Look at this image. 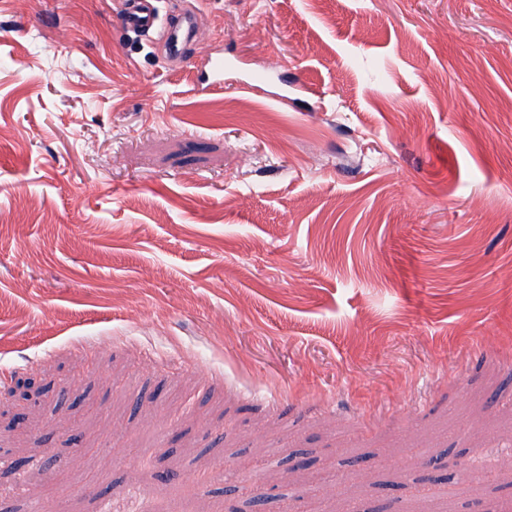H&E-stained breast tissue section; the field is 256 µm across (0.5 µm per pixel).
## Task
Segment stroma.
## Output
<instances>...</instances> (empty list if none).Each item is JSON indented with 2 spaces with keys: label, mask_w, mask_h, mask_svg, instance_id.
<instances>
[{
  "label": "stroma",
  "mask_w": 512,
  "mask_h": 512,
  "mask_svg": "<svg viewBox=\"0 0 512 512\" xmlns=\"http://www.w3.org/2000/svg\"><path fill=\"white\" fill-rule=\"evenodd\" d=\"M158 6L0 0V512H512V0ZM155 0H125L119 9L122 28L138 34L160 33L170 52L182 55L179 35L160 15Z\"/></svg>",
  "instance_id": "1"
}]
</instances>
